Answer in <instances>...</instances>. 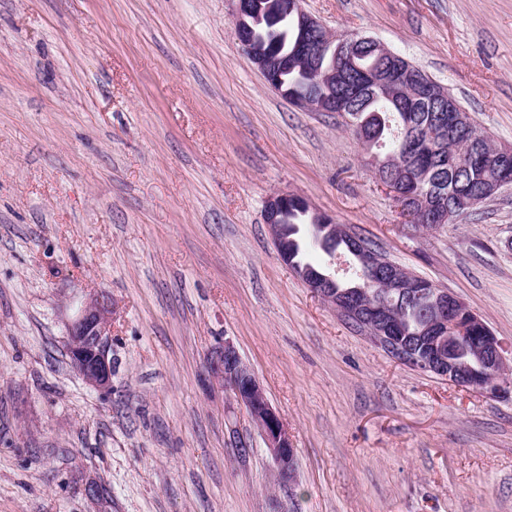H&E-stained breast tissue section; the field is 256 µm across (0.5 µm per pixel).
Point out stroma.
I'll list each match as a JSON object with an SVG mask.
<instances>
[{
    "instance_id": "stroma-1",
    "label": "stroma",
    "mask_w": 512,
    "mask_h": 512,
    "mask_svg": "<svg viewBox=\"0 0 512 512\" xmlns=\"http://www.w3.org/2000/svg\"><path fill=\"white\" fill-rule=\"evenodd\" d=\"M302 6L404 56L512 145V0ZM366 159L340 115L265 82L233 0H0V512H512V397L388 355L264 222L273 192L303 197L462 299L512 363V188L424 230ZM99 290L108 395L68 354ZM226 337L288 425L292 481L207 381Z\"/></svg>"
}]
</instances>
